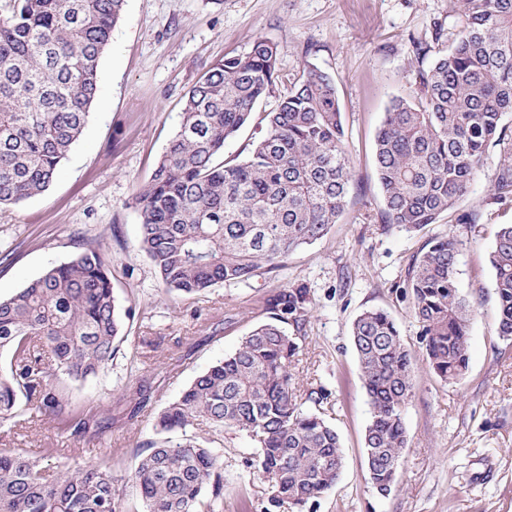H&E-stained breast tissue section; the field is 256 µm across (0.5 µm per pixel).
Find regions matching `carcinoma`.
<instances>
[{
    "label": "carcinoma",
    "instance_id": "carcinoma-1",
    "mask_svg": "<svg viewBox=\"0 0 512 512\" xmlns=\"http://www.w3.org/2000/svg\"><path fill=\"white\" fill-rule=\"evenodd\" d=\"M125 0H4L0 5V206L45 192L81 136L97 95L101 55ZM464 24L452 45L416 71L417 102L394 100L375 138L385 227L416 231L454 209L490 149L499 148L490 194L512 198V0H453ZM277 47L257 40L224 58L188 93L183 119L151 180L138 188L140 248L163 286L186 294L218 283L251 284L324 237L343 211L354 173L344 145L334 80L308 65L276 107L245 159L221 161L224 144L276 93ZM463 243L435 238L409 268L412 309L429 367L444 382L468 368L473 313L458 288ZM498 333L512 338V224L490 253ZM310 288L284 286L265 299L274 322L241 338L159 416L150 451L130 475L142 512H215L224 453L187 429H234L253 448V474L275 508H303L337 482L343 452L320 405L324 386L301 394L296 337L311 313ZM101 246L78 244L70 261L0 298V421L47 419L79 433L61 378L83 382L112 365L125 340ZM351 339L370 405L364 434L376 492H392L407 444L415 355L390 315L366 309ZM56 448H0V512H122L123 491L100 466L49 471Z\"/></svg>",
    "mask_w": 512,
    "mask_h": 512
}]
</instances>
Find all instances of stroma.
<instances>
[{"instance_id":"stroma-1","label":"stroma","mask_w":512,"mask_h":512,"mask_svg":"<svg viewBox=\"0 0 512 512\" xmlns=\"http://www.w3.org/2000/svg\"><path fill=\"white\" fill-rule=\"evenodd\" d=\"M463 19L450 0H126L98 66V95L86 126L51 186L18 206L0 207V296L67 262L78 240L101 244L113 292L129 309L128 337L104 372L69 384L81 434L57 436L54 423L0 427V448L60 449L64 464L107 463L126 488L124 512L142 504L126 481L156 437L162 409L243 336L269 322L264 299L276 288L306 284L312 316L297 368L325 386L322 404L336 428L344 463L335 486L303 512H512V339L498 334L489 255L495 233L512 224V198L489 187L498 150L452 214L407 232L384 229L374 138L393 98L414 97L420 65L410 37L447 49ZM443 36L433 40L434 27ZM263 39L278 49L280 76L307 65L328 73L344 123L354 178L344 211L322 239L292 254L257 287L218 284L195 294L167 291L139 247L133 196L150 181L175 135L189 90L217 62ZM268 97L224 146L242 160L265 131ZM475 212L474 224L456 215ZM454 232L464 242L458 288L475 314L469 367L454 383L429 368L412 311L408 270L431 238ZM386 311L416 356L413 397L405 414L408 443L394 491L381 497L364 460L369 405L350 330L363 310ZM224 451L223 512H266L268 490L246 464L245 433L209 436Z\"/></svg>"}]
</instances>
